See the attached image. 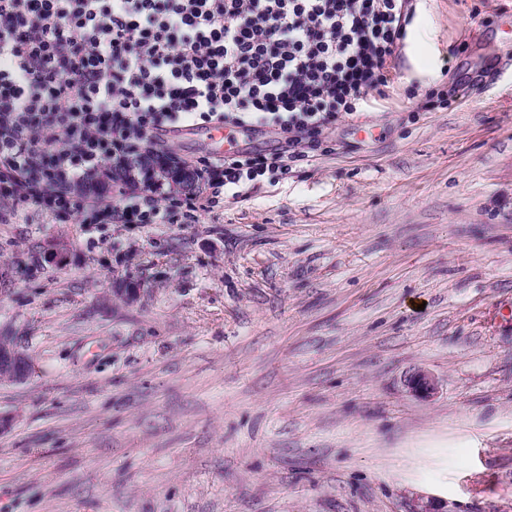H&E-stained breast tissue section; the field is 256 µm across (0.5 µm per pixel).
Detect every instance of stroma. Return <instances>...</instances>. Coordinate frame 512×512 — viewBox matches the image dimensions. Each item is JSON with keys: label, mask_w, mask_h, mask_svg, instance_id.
Here are the masks:
<instances>
[{"label": "stroma", "mask_w": 512, "mask_h": 512, "mask_svg": "<svg viewBox=\"0 0 512 512\" xmlns=\"http://www.w3.org/2000/svg\"><path fill=\"white\" fill-rule=\"evenodd\" d=\"M410 11L287 179L0 224V512H512V0ZM1 342L9 344V347L1 349ZM23 369L22 381L28 379L31 375L29 358L15 346L9 336H0V370L8 369L13 372L15 368ZM407 387L415 396L429 399L437 393L438 381L430 372L417 370L409 376Z\"/></svg>", "instance_id": "1"}]
</instances>
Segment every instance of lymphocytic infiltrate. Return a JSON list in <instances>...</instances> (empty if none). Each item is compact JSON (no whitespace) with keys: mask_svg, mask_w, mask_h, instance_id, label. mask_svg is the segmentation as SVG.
Wrapping results in <instances>:
<instances>
[{"mask_svg":"<svg viewBox=\"0 0 512 512\" xmlns=\"http://www.w3.org/2000/svg\"><path fill=\"white\" fill-rule=\"evenodd\" d=\"M409 0H0V224H196L309 163L385 83ZM276 147L173 162L184 124Z\"/></svg>","mask_w":512,"mask_h":512,"instance_id":"lymphocytic-infiltrate-1","label":"lymphocytic infiltrate"}]
</instances>
